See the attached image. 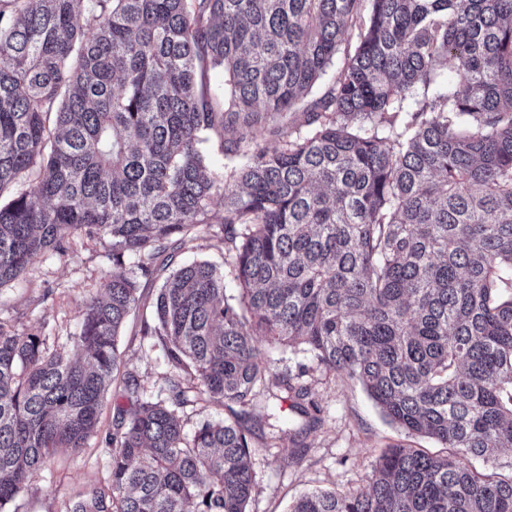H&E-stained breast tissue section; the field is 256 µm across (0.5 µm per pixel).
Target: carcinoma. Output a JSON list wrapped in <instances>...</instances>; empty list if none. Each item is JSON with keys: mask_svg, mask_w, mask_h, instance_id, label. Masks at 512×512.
I'll return each mask as SVG.
<instances>
[{"mask_svg": "<svg viewBox=\"0 0 512 512\" xmlns=\"http://www.w3.org/2000/svg\"><path fill=\"white\" fill-rule=\"evenodd\" d=\"M82 7L0 0V286L66 237L109 241L112 264L164 274L142 335L167 373L161 399L123 374L110 488L71 512H246L256 395L321 422L309 385L270 379L287 348L447 449L394 445L368 486L290 512H512V0H98L81 25ZM201 228L227 271L174 263ZM101 288L69 349L0 323V510L96 433L138 304L124 275ZM215 399L227 418L187 431Z\"/></svg>", "mask_w": 512, "mask_h": 512, "instance_id": "cac0c4a2", "label": "carcinoma"}]
</instances>
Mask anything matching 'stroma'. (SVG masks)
<instances>
[{
  "instance_id": "stroma-1",
  "label": "stroma",
  "mask_w": 512,
  "mask_h": 512,
  "mask_svg": "<svg viewBox=\"0 0 512 512\" xmlns=\"http://www.w3.org/2000/svg\"><path fill=\"white\" fill-rule=\"evenodd\" d=\"M115 273L137 281L143 304L153 302L158 280L130 263L114 266L107 241L86 239L36 255L22 276L1 286L0 321L17 332L47 334L56 346L70 347L85 297L99 293L101 283ZM142 316V311L133 312L120 333L119 368L137 372L145 389L155 394L163 387L167 368L160 351L151 348L141 332ZM302 367L308 370L304 381L322 422L306 429L304 418L289 403L266 391L257 396L252 413L258 423V446L250 458L254 489L248 512H288L291 501L304 493L366 486L378 456L392 445L406 443L439 453L432 439L406 436L389 423L359 381L319 369L308 353L287 351L276 365L277 370L292 373ZM121 395L120 382H113L105 394L97 434L80 453L58 451L4 512H68L86 492L107 487L110 455L101 435L111 430L113 405ZM282 429L299 433L304 448L300 462L281 454L276 435Z\"/></svg>"
}]
</instances>
